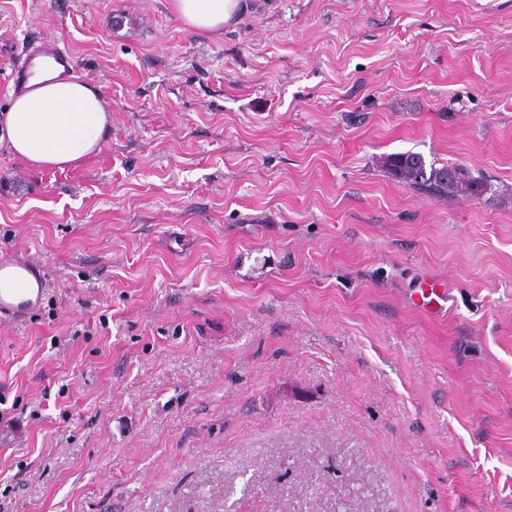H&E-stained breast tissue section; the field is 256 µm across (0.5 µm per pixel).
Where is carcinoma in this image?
<instances>
[{
    "label": "carcinoma",
    "mask_w": 512,
    "mask_h": 512,
    "mask_svg": "<svg viewBox=\"0 0 512 512\" xmlns=\"http://www.w3.org/2000/svg\"><path fill=\"white\" fill-rule=\"evenodd\" d=\"M386 167L391 174L414 191H424L431 195L481 196L490 190L488 183L472 178L464 168L443 165L427 168L423 158L417 153H400L390 156Z\"/></svg>",
    "instance_id": "obj_1"
}]
</instances>
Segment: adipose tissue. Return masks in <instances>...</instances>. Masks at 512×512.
I'll return each instance as SVG.
<instances>
[{
	"mask_svg": "<svg viewBox=\"0 0 512 512\" xmlns=\"http://www.w3.org/2000/svg\"><path fill=\"white\" fill-rule=\"evenodd\" d=\"M184 25L206 35L222 33L241 13V0H168ZM35 76L0 115V149L29 166L76 167L98 153L112 112L98 91L79 77H58L43 60Z\"/></svg>",
	"mask_w": 512,
	"mask_h": 512,
	"instance_id": "obj_1",
	"label": "adipose tissue"
}]
</instances>
